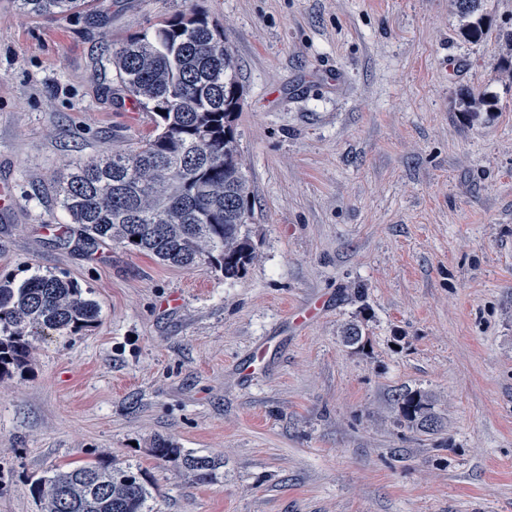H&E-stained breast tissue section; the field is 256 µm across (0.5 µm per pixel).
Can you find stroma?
Listing matches in <instances>:
<instances>
[{
	"instance_id": "stroma-1",
	"label": "stroma",
	"mask_w": 512,
	"mask_h": 512,
	"mask_svg": "<svg viewBox=\"0 0 512 512\" xmlns=\"http://www.w3.org/2000/svg\"><path fill=\"white\" fill-rule=\"evenodd\" d=\"M483 8L471 41L451 0H88L64 17L0 0L16 203L0 276L62 272L100 308L97 327L36 342L0 379V512H42L36 480L96 459L145 471L151 512H512V0ZM193 9L243 90L254 259L231 280L83 249L54 193L154 128L113 44ZM467 89L497 112H465ZM317 300L316 319H289ZM415 391L436 428L401 423ZM158 437L218 465L197 480L152 456Z\"/></svg>"
}]
</instances>
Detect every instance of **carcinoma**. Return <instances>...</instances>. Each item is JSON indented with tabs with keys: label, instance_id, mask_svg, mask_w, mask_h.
I'll return each instance as SVG.
<instances>
[{
	"label": "carcinoma",
	"instance_id": "carcinoma-1",
	"mask_svg": "<svg viewBox=\"0 0 512 512\" xmlns=\"http://www.w3.org/2000/svg\"><path fill=\"white\" fill-rule=\"evenodd\" d=\"M17 2L36 17L66 15L86 4ZM453 2L467 20L465 37L480 39L488 20L483 0ZM112 66L127 96L156 116L154 130L124 152L78 163L57 187L59 208L80 225L88 248L113 241L163 265H207L226 279L238 278L253 259L242 234L252 207L234 130L242 88L224 35L193 11L113 46ZM462 104L467 112L497 111L484 93L472 92ZM98 322L90 289L75 280L53 272L34 273L19 284L0 278V378L25 364L31 338ZM399 410L411 424L436 428L420 393L403 396ZM152 452L201 481L216 466L215 459L184 455L164 438ZM34 493L43 512H149V489L139 471L113 461L60 470L39 480Z\"/></svg>",
	"mask_w": 512,
	"mask_h": 512
}]
</instances>
